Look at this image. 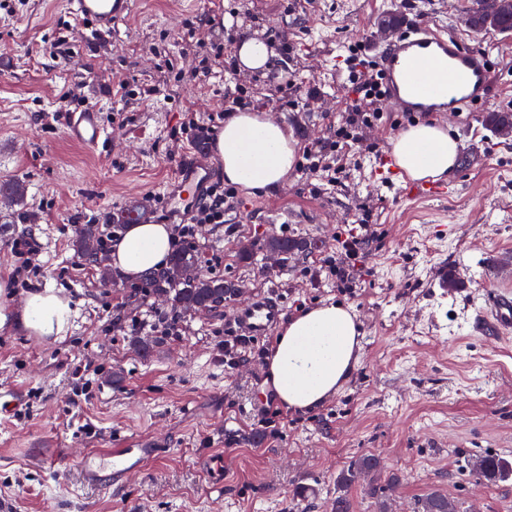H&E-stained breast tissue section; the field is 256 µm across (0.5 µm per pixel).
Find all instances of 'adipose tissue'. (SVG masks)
<instances>
[{
	"mask_svg": "<svg viewBox=\"0 0 512 512\" xmlns=\"http://www.w3.org/2000/svg\"><path fill=\"white\" fill-rule=\"evenodd\" d=\"M227 182L267 192L282 185L294 166L297 142L262 112L229 116L215 141ZM459 145L447 129L433 122L403 130L391 143L397 166L414 181L436 180L453 169ZM172 228L153 222L128 225L112 244L108 263L125 276L138 277L166 265ZM69 301L53 288L30 291L19 312L18 328L43 337L66 331ZM359 325L345 307L330 304L290 317L279 331L268 363L279 403L292 411L320 407L351 379L359 349Z\"/></svg>",
	"mask_w": 512,
	"mask_h": 512,
	"instance_id": "adipose-tissue-1",
	"label": "adipose tissue"
}]
</instances>
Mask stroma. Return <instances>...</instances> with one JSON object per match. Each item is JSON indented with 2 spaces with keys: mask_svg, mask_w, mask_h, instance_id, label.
<instances>
[{
  "mask_svg": "<svg viewBox=\"0 0 512 512\" xmlns=\"http://www.w3.org/2000/svg\"><path fill=\"white\" fill-rule=\"evenodd\" d=\"M470 0H133L112 34L91 39L77 27L52 46L58 23L73 21L67 0H22L0 9V183L23 186L0 199V313L13 315L25 294L52 287L73 316L65 336L0 328V393L19 406L0 409V505L5 512H332L336 475L372 455L380 494L352 487L353 512H413L441 492L461 512H512V476L477 477L473 462L495 453L512 460V336L486 332L476 317L488 292L512 290V136L488 124L512 113V30L476 32ZM406 25L453 33L492 60V92L475 109L446 113L460 150L450 177L454 196L403 197L405 182L376 175L398 128L413 116L384 112L359 142L338 152L333 181L292 169L266 193L237 188L224 221L196 227L199 252H216L215 275L237 281L240 296L180 316V333L130 330L133 316L171 312L165 298L135 293L132 281L79 259L74 229L110 224L137 208L141 222L170 224L168 201L179 160L205 156L212 180L224 176L217 153L179 145L185 113L222 130L227 98L247 89L254 109L292 132L299 147L328 143L349 97L352 49L375 55L386 15ZM267 41L268 68L224 72L240 35ZM207 77H195L200 64ZM179 82L163 86L165 68ZM137 93L114 96L118 78ZM74 88L100 106L110 141L91 150L70 142L59 91ZM155 88L149 101L140 90ZM368 220L373 236L354 293L338 289L323 261L336 236ZM34 233L42 276L21 282L11 240ZM285 235L319 249L280 266L260 245ZM253 245L243 257L242 245ZM455 271L462 288L442 284ZM276 287L284 317L312 306L350 307L359 324L351 380L319 408L291 412L275 400L267 361L227 365L226 324L254 296ZM149 352H142V343ZM144 436L165 452L124 483L83 486L79 465L92 450ZM397 486H390L391 477Z\"/></svg>",
  "mask_w": 512,
  "mask_h": 512,
  "instance_id": "35a3bbf8",
  "label": "stroma"
}]
</instances>
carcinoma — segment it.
<instances>
[{"mask_svg":"<svg viewBox=\"0 0 512 512\" xmlns=\"http://www.w3.org/2000/svg\"><path fill=\"white\" fill-rule=\"evenodd\" d=\"M487 7L488 0H473L466 16V24L471 29L484 30L482 16ZM73 243L78 257L88 263L95 262L105 250L104 234L97 224L76 225ZM308 244L307 240L273 236L264 240L263 247L297 255L310 253ZM144 281L146 287L170 294L175 306L185 311L217 307L236 292L234 281L204 275L198 255L190 249L176 252L166 269L146 273ZM379 471L380 461L372 455L363 456L342 470L338 474V483L343 492L336 496L333 512H351V487L373 478ZM474 471L488 480H497L512 475V462L498 455L485 454L474 462ZM417 512H456V505L447 495L433 493L418 501Z\"/></svg>","mask_w":512,"mask_h":512,"instance_id":"carcinoma-1","label":"carcinoma"}]
</instances>
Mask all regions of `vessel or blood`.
<instances>
[{
	"label": "vessel or blood",
	"mask_w": 512,
	"mask_h": 512,
	"mask_svg": "<svg viewBox=\"0 0 512 512\" xmlns=\"http://www.w3.org/2000/svg\"><path fill=\"white\" fill-rule=\"evenodd\" d=\"M68 2L72 12L88 21L98 34L115 29L132 7V0ZM376 63L383 77V99L399 112L422 116L461 112L481 104L489 94V54L463 47L451 33L411 27L399 40L380 49ZM64 131L71 141L89 148H98L107 140L100 111L94 106L69 113ZM207 178V170L198 167L183 173L172 198L174 207L188 209L200 196ZM455 190L452 182L420 183L408 185L406 193L413 198H435L450 196ZM282 311L283 301L277 291H268L240 313L238 329L247 336L267 335ZM484 318L496 331L511 330L512 293L498 291L489 295ZM160 454L156 443L146 437L131 439L118 448L90 452L80 466L81 481L87 486L119 482L141 471Z\"/></svg>",
	"instance_id": "obj_1"
}]
</instances>
